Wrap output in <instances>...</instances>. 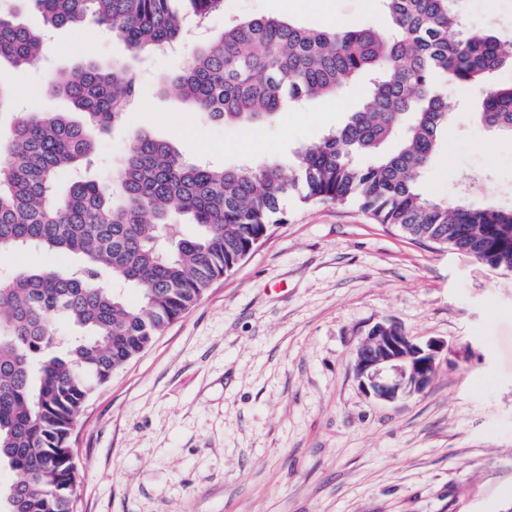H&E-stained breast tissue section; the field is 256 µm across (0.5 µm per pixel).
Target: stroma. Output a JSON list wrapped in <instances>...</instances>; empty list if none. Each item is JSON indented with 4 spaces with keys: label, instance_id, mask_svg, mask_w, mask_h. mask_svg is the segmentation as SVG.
<instances>
[{
    "label": "stroma",
    "instance_id": "obj_1",
    "mask_svg": "<svg viewBox=\"0 0 512 512\" xmlns=\"http://www.w3.org/2000/svg\"><path fill=\"white\" fill-rule=\"evenodd\" d=\"M462 27L512 40V0H456ZM345 28L385 25L380 0H330ZM240 15L316 28L311 0H224L209 35ZM41 61L0 65L15 105L0 117L67 112L45 93L56 72L128 62L138 88L132 123L97 142L92 175L111 181L132 129L189 160L234 166L291 160L357 110L354 85L255 127L217 124L171 91L185 55L130 58L86 19L81 37L46 30ZM479 90L448 88L451 121L422 179L432 197L512 206V133L478 124ZM469 170L482 181L462 187ZM86 403L73 432L74 512H512V275L375 223L357 204L303 205ZM391 321L448 355L423 393L368 397L353 353Z\"/></svg>",
    "mask_w": 512,
    "mask_h": 512
}]
</instances>
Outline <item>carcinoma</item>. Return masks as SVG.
I'll return each mask as SVG.
<instances>
[{
    "label": "carcinoma",
    "mask_w": 512,
    "mask_h": 512,
    "mask_svg": "<svg viewBox=\"0 0 512 512\" xmlns=\"http://www.w3.org/2000/svg\"><path fill=\"white\" fill-rule=\"evenodd\" d=\"M48 27L89 16L132 57L182 40L224 0H32ZM387 26L307 28L272 17L230 18L169 83L206 119L256 126L358 80L361 107L296 148L291 176L277 160L236 167L192 162L137 130L110 183L81 174L98 135L127 121L138 94L124 64L93 62L54 74L68 112L14 122L0 140V253L71 261L28 267L0 287V512H73L79 489L72 435L95 388L184 316L282 221L281 201L355 203L417 242L450 248L494 270L512 259V209L452 203L421 191L448 130L447 86L482 92L477 122L512 132V42L490 27L459 29L454 0H381ZM42 36L0 12V61L34 64ZM15 90L0 77V113ZM64 171L75 173L57 190ZM179 215L197 226L180 235ZM138 291L136 300L125 290Z\"/></svg>",
    "instance_id": "cac0c4a2"
}]
</instances>
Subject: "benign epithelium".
I'll use <instances>...</instances> for the list:
<instances>
[{"label":"benign epithelium","instance_id":"benign-epithelium-1","mask_svg":"<svg viewBox=\"0 0 512 512\" xmlns=\"http://www.w3.org/2000/svg\"><path fill=\"white\" fill-rule=\"evenodd\" d=\"M445 349L440 340L417 341L393 322L378 323L355 353L356 376L378 401L411 398L428 387Z\"/></svg>","mask_w":512,"mask_h":512}]
</instances>
